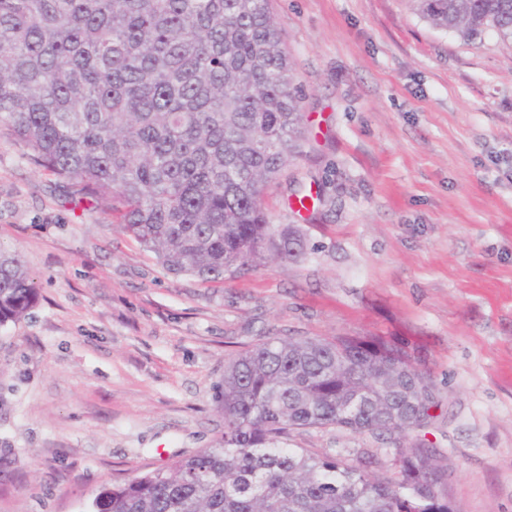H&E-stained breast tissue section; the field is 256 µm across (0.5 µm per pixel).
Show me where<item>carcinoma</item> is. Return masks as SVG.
Wrapping results in <instances>:
<instances>
[{
  "instance_id": "1",
  "label": "carcinoma",
  "mask_w": 512,
  "mask_h": 512,
  "mask_svg": "<svg viewBox=\"0 0 512 512\" xmlns=\"http://www.w3.org/2000/svg\"><path fill=\"white\" fill-rule=\"evenodd\" d=\"M470 41L512 39V0H415ZM300 95L269 0H0V131L75 193L109 199L121 228L169 275L224 282L301 256L275 232L265 183L297 154ZM36 288L0 249V326ZM438 405L431 373L380 336L268 338L224 367L211 448L103 488L90 512H454L423 442L378 454L290 448L289 433L336 426L407 438Z\"/></svg>"
}]
</instances>
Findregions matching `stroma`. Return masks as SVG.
Wrapping results in <instances>:
<instances>
[{
	"instance_id": "obj_1",
	"label": "stroma",
	"mask_w": 512,
	"mask_h": 512,
	"mask_svg": "<svg viewBox=\"0 0 512 512\" xmlns=\"http://www.w3.org/2000/svg\"><path fill=\"white\" fill-rule=\"evenodd\" d=\"M305 141L264 189L303 255L223 283L164 273L108 202L0 133V246L37 288L0 326V512H85L211 447L224 367L269 336H380L439 404L425 435L455 512H512V40L465 41L414 0H270ZM321 194L300 209L297 193ZM288 445L377 448L335 428Z\"/></svg>"
}]
</instances>
